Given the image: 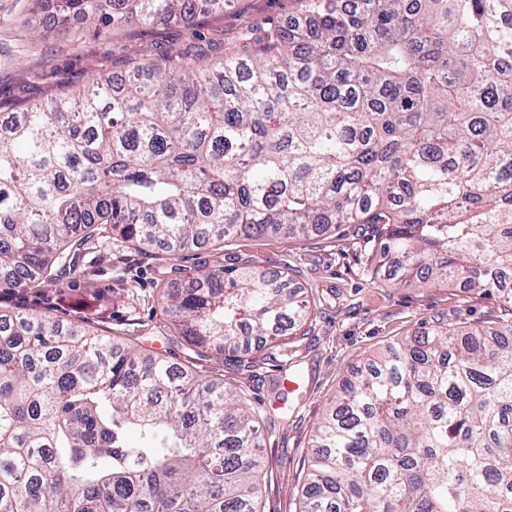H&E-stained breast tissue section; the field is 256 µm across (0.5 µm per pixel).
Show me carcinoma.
I'll list each match as a JSON object with an SVG mask.
<instances>
[{
    "label": "carcinoma",
    "instance_id": "obj_1",
    "mask_svg": "<svg viewBox=\"0 0 512 512\" xmlns=\"http://www.w3.org/2000/svg\"><path fill=\"white\" fill-rule=\"evenodd\" d=\"M224 0H59L107 34ZM218 68L136 60L0 111V290L98 239L172 255L365 224L388 280L498 294L499 319L394 341L313 436L299 512H512V0H308ZM287 274L163 296L197 356L310 320ZM259 419L222 378L0 312V512H261Z\"/></svg>",
    "mask_w": 512,
    "mask_h": 512
}]
</instances>
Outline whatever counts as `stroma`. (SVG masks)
Returning <instances> with one entry per match:
<instances>
[{"label": "stroma", "mask_w": 512, "mask_h": 512, "mask_svg": "<svg viewBox=\"0 0 512 512\" xmlns=\"http://www.w3.org/2000/svg\"><path fill=\"white\" fill-rule=\"evenodd\" d=\"M306 0H226L223 9L172 24H134L109 35L71 17L65 37L34 38L35 28L52 27L54 13L35 0H0V104L34 102L60 89H83L92 71L124 74L133 53L158 57L182 50L203 62H221L238 33L278 20L302 19ZM346 239L240 238L170 255L155 246L140 250L124 243L95 242L81 268L63 285L0 292V308L48 313L61 322L83 320L112 336L135 334L143 348L182 363L190 356L178 336H161L167 319L165 290L184 285L204 270L224 265L284 271L308 295L314 318L305 335L253 353L252 367L235 358H198L197 373L221 376L242 387L262 418L263 512H297L304 461L317 421L339 394L344 380L362 369L393 340L437 324L493 320L495 297L456 285L396 287L359 264L364 246L357 229ZM300 372L299 400L274 399V381Z\"/></svg>", "instance_id": "1"}]
</instances>
